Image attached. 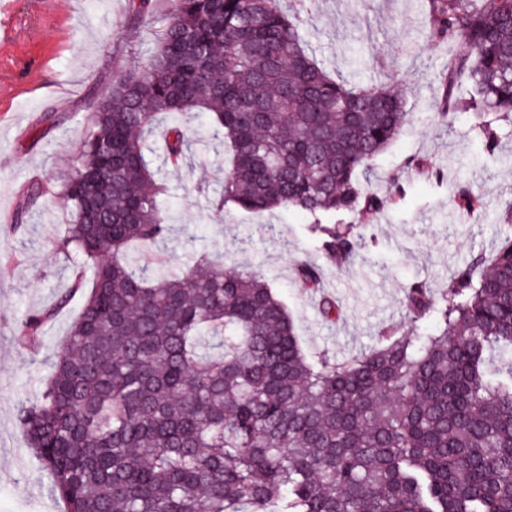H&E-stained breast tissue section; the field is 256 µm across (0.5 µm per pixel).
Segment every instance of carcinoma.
<instances>
[{"mask_svg":"<svg viewBox=\"0 0 512 512\" xmlns=\"http://www.w3.org/2000/svg\"><path fill=\"white\" fill-rule=\"evenodd\" d=\"M318 0H171L159 48L113 80L88 120L64 184L75 210L57 253L73 267L56 308L91 289L40 393L18 403L28 449L63 512H512V208L499 244L435 299L404 290L437 333L385 331L344 361L309 358L286 304L254 268L202 255L156 273L132 243L171 230L166 168L201 115L228 144L218 211L296 210L320 225L326 262L360 236L322 218L397 205L358 175L398 137L403 98L333 79L302 34ZM454 44L437 119L466 108L512 117V0H420ZM453 209L486 210L469 187ZM307 288L323 269L301 264ZM55 308L17 339L32 344Z\"/></svg>","mask_w":512,"mask_h":512,"instance_id":"1","label":"carcinoma"}]
</instances>
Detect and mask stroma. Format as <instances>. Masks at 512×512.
<instances>
[{
  "instance_id": "stroma-1",
  "label": "stroma",
  "mask_w": 512,
  "mask_h": 512,
  "mask_svg": "<svg viewBox=\"0 0 512 512\" xmlns=\"http://www.w3.org/2000/svg\"><path fill=\"white\" fill-rule=\"evenodd\" d=\"M170 8L169 0H153L149 12L137 15L129 0H12L0 13V512H61L50 495L52 478L29 451L15 413L20 399L41 391L79 301L45 325L40 346H21L16 336L30 314L55 305L70 278L55 242L72 219L62 180L86 122L114 77L157 49ZM303 33L334 77L349 76L352 50L362 60L359 81H393L405 100L408 120L400 135L359 178L362 189L379 194L399 182L403 199L376 217L359 206L332 218L365 233L369 246L343 269L326 267L319 290L305 288L298 265L325 262L309 218L293 210L213 209L210 200L223 188L224 140L201 117L185 163L167 175L165 206L176 216L167 244L135 245L130 256L165 270L204 253L228 269L255 264L287 305L306 354L342 361L369 351L390 328L436 331L432 318L411 323L402 304L405 287L424 282L443 294L476 255L493 251L499 240L493 216L512 206V167L499 160L512 151V119L489 115L498 137L492 154L473 111H461L449 127L436 121L438 73L449 46L434 37L419 0H320ZM411 158L416 166H408ZM422 161L440 168L443 179L419 169ZM36 182L46 192L32 203L27 190ZM457 183L483 196L485 214L453 216L450 192ZM325 296L343 310L336 322L321 313Z\"/></svg>"
}]
</instances>
